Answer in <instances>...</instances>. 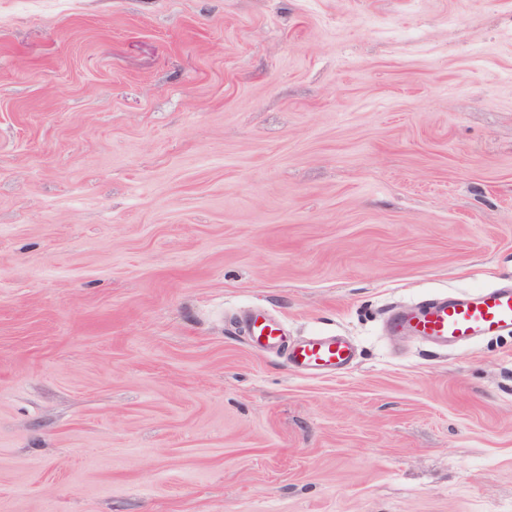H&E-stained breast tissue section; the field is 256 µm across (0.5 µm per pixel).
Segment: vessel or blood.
<instances>
[{
	"label": "vessel or blood",
	"mask_w": 512,
	"mask_h": 512,
	"mask_svg": "<svg viewBox=\"0 0 512 512\" xmlns=\"http://www.w3.org/2000/svg\"><path fill=\"white\" fill-rule=\"evenodd\" d=\"M393 330L405 331L438 344L469 343L512 333V287L487 288L477 294L458 293L416 311H395ZM249 339L261 349L286 348L288 359L312 373H334L353 358L350 342L342 336H309L288 343L280 324L262 315L245 319Z\"/></svg>",
	"instance_id": "b4317fda"
}]
</instances>
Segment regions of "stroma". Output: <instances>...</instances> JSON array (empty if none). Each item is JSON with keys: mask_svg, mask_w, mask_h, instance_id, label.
Here are the masks:
<instances>
[{"mask_svg": "<svg viewBox=\"0 0 512 512\" xmlns=\"http://www.w3.org/2000/svg\"><path fill=\"white\" fill-rule=\"evenodd\" d=\"M504 285L512 0H0V512H512ZM389 321L393 330L444 345L502 336L512 333V287L455 293L417 311H394ZM249 340L261 349L286 347L288 359L298 368L312 373H336L353 358L350 342L343 336H308L288 343L280 324L263 315L245 317Z\"/></svg>", "mask_w": 512, "mask_h": 512, "instance_id": "obj_1", "label": "stroma"}]
</instances>
